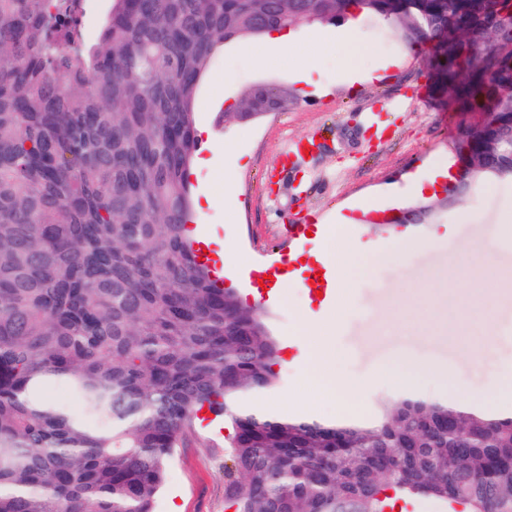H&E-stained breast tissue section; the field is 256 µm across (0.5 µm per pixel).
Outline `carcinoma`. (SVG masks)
<instances>
[{
  "instance_id": "1",
  "label": "carcinoma",
  "mask_w": 512,
  "mask_h": 512,
  "mask_svg": "<svg viewBox=\"0 0 512 512\" xmlns=\"http://www.w3.org/2000/svg\"><path fill=\"white\" fill-rule=\"evenodd\" d=\"M81 2L0 0V512H153L202 412L232 427L230 512H512L511 415L403 393L370 420L244 406L280 349L186 229L214 54L302 22L381 16L424 54L468 169L414 219L512 179V0H108L94 47Z\"/></svg>"
}]
</instances>
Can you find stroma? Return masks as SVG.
I'll return each instance as SVG.
<instances>
[{"label": "stroma", "mask_w": 512, "mask_h": 512, "mask_svg": "<svg viewBox=\"0 0 512 512\" xmlns=\"http://www.w3.org/2000/svg\"><path fill=\"white\" fill-rule=\"evenodd\" d=\"M368 55L365 67L383 57L395 59L383 80L351 88L339 82L340 55L321 50L313 25H306L299 45L263 58L243 43L217 52L198 92L194 109L199 156L205 167L191 170L194 197L215 195L216 204L195 211L193 230L216 237L235 261L224 273V285L244 299L253 293L243 279L242 263L276 251L288 252L285 227L290 223H334L337 214L352 217L361 232L345 233L372 259L371 274L351 290L352 307L333 341L348 372L365 375L400 358L434 360L460 378L472 396H480L489 376L512 366V242L496 240L492 230L502 211L512 210V181L476 183L436 223L412 224L417 247L400 264L385 259L388 233L373 229L362 202L375 201L376 214L405 212V191L431 160L451 161L448 141L455 119L441 112L428 95V69L421 53L406 45L394 27L379 17L359 20ZM318 56L316 78L320 96L300 94L294 69L304 56ZM259 84L284 101L281 111L250 120L237 118L243 96ZM388 122L384 137L364 125L370 109ZM315 138L316 150L300 162L301 190L277 184L281 159L295 140ZM234 143L237 161L224 155ZM231 176L235 204L225 207L223 178ZM467 219H460V212ZM491 259L501 285L486 296L473 282L456 274L459 262L479 268ZM305 296L294 288L277 302L264 304L266 323L287 351L276 367L275 389L292 402L300 383L293 364L300 351L289 346ZM434 307L427 324L403 327L401 309L414 312ZM229 428L222 419L194 422L185 445L175 448L168 476L157 493L153 512H224V439Z\"/></svg>", "instance_id": "obj_1"}]
</instances>
